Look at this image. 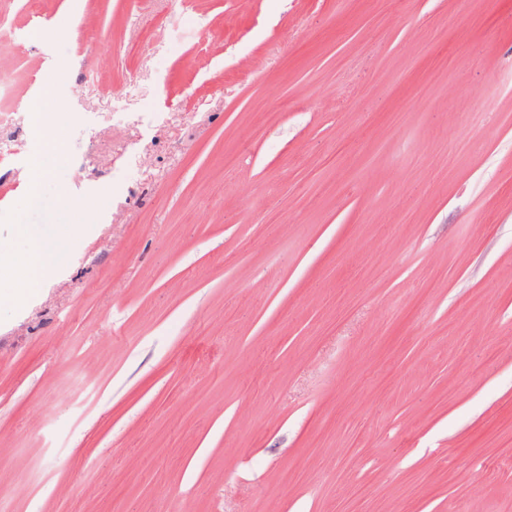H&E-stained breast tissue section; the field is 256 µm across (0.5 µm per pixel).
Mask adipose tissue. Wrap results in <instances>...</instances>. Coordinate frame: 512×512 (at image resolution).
I'll list each match as a JSON object with an SVG mask.
<instances>
[{"instance_id":"ef3b65f1","label":"adipose tissue","mask_w":512,"mask_h":512,"mask_svg":"<svg viewBox=\"0 0 512 512\" xmlns=\"http://www.w3.org/2000/svg\"><path fill=\"white\" fill-rule=\"evenodd\" d=\"M74 232L71 226L46 233L27 224L17 225L18 237L27 240L29 246L20 256L0 252V274L18 276L26 289L35 288L62 261L64 242L72 238Z\"/></svg>"}]
</instances>
